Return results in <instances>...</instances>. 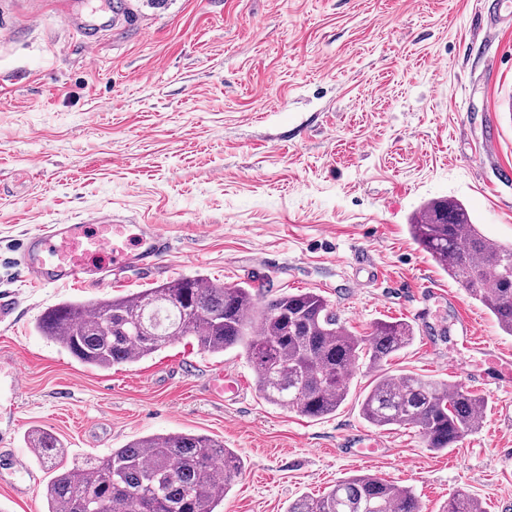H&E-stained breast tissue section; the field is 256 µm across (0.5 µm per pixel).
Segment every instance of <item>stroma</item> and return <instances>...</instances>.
Instances as JSON below:
<instances>
[{"mask_svg":"<svg viewBox=\"0 0 512 512\" xmlns=\"http://www.w3.org/2000/svg\"><path fill=\"white\" fill-rule=\"evenodd\" d=\"M137 35L103 32L79 54L66 0H0V512H45L47 469L28 434L53 432L65 462L134 438L183 431L222 440L245 468L224 512H287L301 496L369 473L411 487L424 512L460 489L483 512H512V381L489 353L512 351L494 317L408 230L451 198L512 244V0H132ZM498 135L494 152L480 145ZM109 206L163 219L173 251L155 275L112 288H33L16 266L24 234ZM201 273L273 293L312 290L358 334L403 319L416 339L390 373L458 380L488 409L476 433L434 452L414 429L379 430L360 369L335 415L266 403L241 350L187 337L136 364H80L35 324L65 300L112 298ZM477 337L462 351L460 315ZM20 369L10 395L3 378ZM246 395H211L212 373ZM379 441L372 456L352 450Z\"/></svg>","mask_w":512,"mask_h":512,"instance_id":"stroma-1","label":"stroma"}]
</instances>
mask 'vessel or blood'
<instances>
[{"mask_svg": "<svg viewBox=\"0 0 512 512\" xmlns=\"http://www.w3.org/2000/svg\"><path fill=\"white\" fill-rule=\"evenodd\" d=\"M85 49L94 48L100 35L129 23L130 0H107L104 8L88 7L86 0H69L62 13ZM172 252L170 238L159 224H135L112 209H100L79 222L46 224L26 234L19 247L18 268L31 285L108 288L127 272L155 271ZM101 255L93 263L91 254ZM213 393L239 396L242 382L224 372L212 374Z\"/></svg>", "mask_w": 512, "mask_h": 512, "instance_id": "1", "label": "vessel or blood"}]
</instances>
